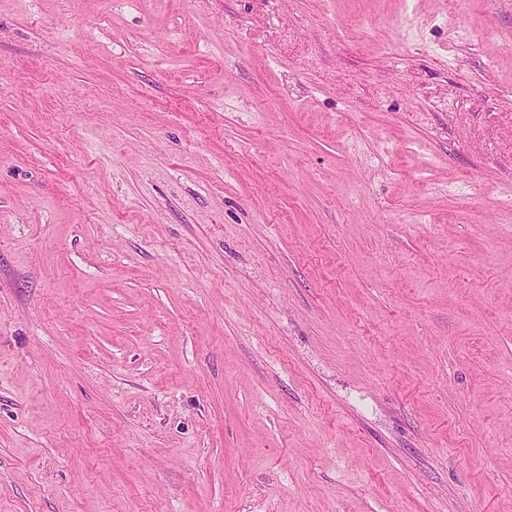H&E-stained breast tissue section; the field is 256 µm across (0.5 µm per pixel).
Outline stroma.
Returning <instances> with one entry per match:
<instances>
[{"label":"stroma","mask_w":512,"mask_h":512,"mask_svg":"<svg viewBox=\"0 0 512 512\" xmlns=\"http://www.w3.org/2000/svg\"><path fill=\"white\" fill-rule=\"evenodd\" d=\"M512 0H0V512H512Z\"/></svg>","instance_id":"1"}]
</instances>
